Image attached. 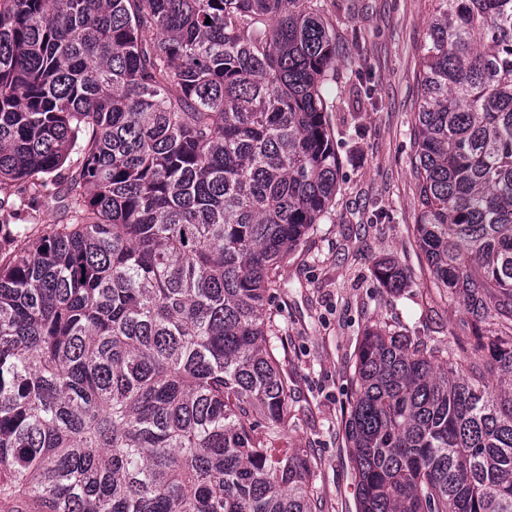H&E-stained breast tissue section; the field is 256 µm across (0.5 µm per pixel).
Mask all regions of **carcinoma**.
Returning a JSON list of instances; mask_svg holds the SVG:
<instances>
[{"mask_svg": "<svg viewBox=\"0 0 512 512\" xmlns=\"http://www.w3.org/2000/svg\"><path fill=\"white\" fill-rule=\"evenodd\" d=\"M437 2L415 230L473 336L367 330L359 512H512V0ZM334 71L321 0H0V184L80 159L0 255V512H319L267 304L336 197Z\"/></svg>", "mask_w": 512, "mask_h": 512, "instance_id": "carcinoma-1", "label": "carcinoma"}]
</instances>
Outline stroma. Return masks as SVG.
<instances>
[{
    "label": "stroma",
    "instance_id": "35a3bbf8",
    "mask_svg": "<svg viewBox=\"0 0 512 512\" xmlns=\"http://www.w3.org/2000/svg\"><path fill=\"white\" fill-rule=\"evenodd\" d=\"M336 29L327 120L340 163L327 218L289 254L269 304L285 348L288 427L275 446L313 463L322 512H357L344 418L352 364L367 328L445 342L468 336L462 303L436 288L414 233L417 187L409 164L421 88V44L435 0H321ZM55 175L0 186L12 230L64 223ZM391 258L407 275L392 292L376 281Z\"/></svg>",
    "mask_w": 512,
    "mask_h": 512
}]
</instances>
